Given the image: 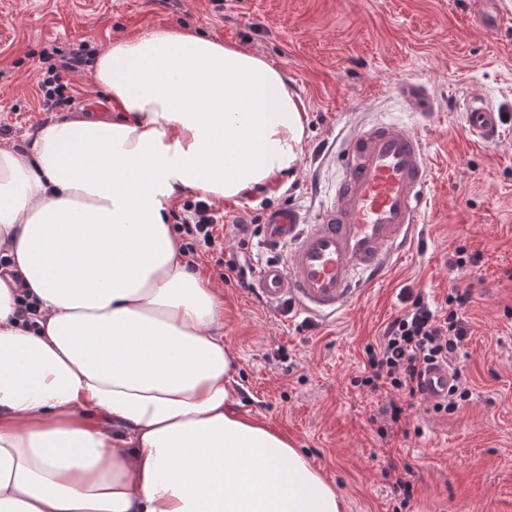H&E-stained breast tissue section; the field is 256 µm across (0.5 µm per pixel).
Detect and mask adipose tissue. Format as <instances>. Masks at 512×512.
<instances>
[{
	"mask_svg": "<svg viewBox=\"0 0 512 512\" xmlns=\"http://www.w3.org/2000/svg\"><path fill=\"white\" fill-rule=\"evenodd\" d=\"M94 78L109 113L0 145V512H342L235 409L224 300L167 222L182 193L235 201L295 171L299 98L263 58L167 27L112 40Z\"/></svg>",
	"mask_w": 512,
	"mask_h": 512,
	"instance_id": "obj_1",
	"label": "adipose tissue"
}]
</instances>
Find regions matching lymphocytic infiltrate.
Wrapping results in <instances>:
<instances>
[{"instance_id":"1","label":"lymphocytic infiltrate","mask_w":512,"mask_h":512,"mask_svg":"<svg viewBox=\"0 0 512 512\" xmlns=\"http://www.w3.org/2000/svg\"><path fill=\"white\" fill-rule=\"evenodd\" d=\"M86 63L82 48L76 47L62 64L48 69L38 84L44 111L69 102L67 75ZM222 222L208 202L184 203L179 217L183 252L192 254L201 246L217 247L216 231ZM400 301V314L385 325L377 344L366 347L364 370L353 380L354 386L372 392L391 391V399L379 408L382 421L390 427L401 422L406 405L424 400L426 374L436 366L450 364L460 352L467 335L463 311L470 293L455 291L436 305L404 288Z\"/></svg>"}]
</instances>
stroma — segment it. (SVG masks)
Listing matches in <instances>:
<instances>
[{
    "mask_svg": "<svg viewBox=\"0 0 512 512\" xmlns=\"http://www.w3.org/2000/svg\"><path fill=\"white\" fill-rule=\"evenodd\" d=\"M158 26L190 27L272 62L305 107L298 171L221 203L225 224L284 207L316 216L340 175V141L365 123L415 129L432 167L415 244L338 318L267 308L224 281L210 256L198 258V272L224 295L239 411L288 435L333 482L343 512H512V128L479 144L462 112L475 97L512 125V0H0V126L11 129L0 144L23 145L53 120L37 84L72 48L84 46L89 59L68 76L72 105L95 112L98 52ZM406 78L434 94L431 121L396 95ZM460 246L480 259L455 270L448 257ZM404 288L435 303L470 289L457 364L471 397L448 415L408 409L384 437L372 420L383 393L351 380L399 314ZM397 478L411 486L408 505L391 491Z\"/></svg>",
    "mask_w": 512,
    "mask_h": 512,
    "instance_id": "obj_1",
    "label": "stroma"
}]
</instances>
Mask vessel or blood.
<instances>
[{"label": "vessel or blood", "mask_w": 512, "mask_h": 512, "mask_svg": "<svg viewBox=\"0 0 512 512\" xmlns=\"http://www.w3.org/2000/svg\"><path fill=\"white\" fill-rule=\"evenodd\" d=\"M396 92L410 111L434 109L424 84L405 80ZM463 110L470 134L501 136L500 112L480 101ZM338 161L335 199L317 223L288 207L265 217L267 242L289 246L282 261L267 263L257 275L256 291L271 308L291 302L322 317L345 310L386 277L424 221L432 174L418 132L397 123L367 125L344 140ZM449 381L446 368L431 371L427 398L446 394Z\"/></svg>", "instance_id": "vessel-or-blood-1"}]
</instances>
